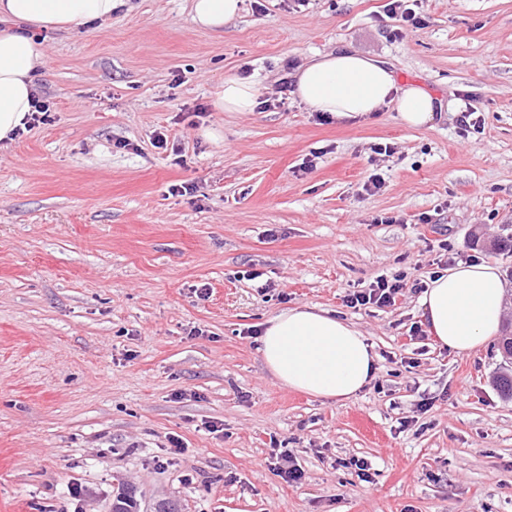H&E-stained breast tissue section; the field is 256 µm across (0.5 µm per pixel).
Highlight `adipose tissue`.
Returning <instances> with one entry per match:
<instances>
[{
	"instance_id": "1",
	"label": "adipose tissue",
	"mask_w": 512,
	"mask_h": 512,
	"mask_svg": "<svg viewBox=\"0 0 512 512\" xmlns=\"http://www.w3.org/2000/svg\"><path fill=\"white\" fill-rule=\"evenodd\" d=\"M243 0H190L192 23L218 32L240 13ZM127 0H0V142H9L31 112L36 82L46 70L45 44L36 32L71 30L111 18ZM293 93L314 112L339 121H364L385 106L411 128L432 126L433 96L401 84L383 62L342 49L318 54L293 75ZM219 112H252L259 90L229 76L213 102ZM505 290L495 265L470 261L438 272L419 297L431 336L448 351L470 354L499 335ZM259 351L283 387L329 401L355 397L373 379L375 355L360 330L314 306L291 307L270 318Z\"/></svg>"
}]
</instances>
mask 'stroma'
I'll return each instance as SVG.
<instances>
[{
  "mask_svg": "<svg viewBox=\"0 0 512 512\" xmlns=\"http://www.w3.org/2000/svg\"><path fill=\"white\" fill-rule=\"evenodd\" d=\"M387 2L244 0L212 33L189 0H130L45 33L51 120L0 144V512H112L121 486L141 512H512L497 344L450 353L418 303L475 258L512 295V249L484 246L512 235V0H417L422 28ZM343 47L442 100L434 127L322 121L285 90L290 64ZM227 76L265 107L216 111ZM381 277L394 304L347 305ZM303 305L371 345L355 398L266 370L258 332ZM409 0H389L386 4V13L390 19H395L403 25L412 26L413 28H422L426 25L425 19L418 16L416 12L408 7L406 3ZM273 470L288 484H297L303 478V472L296 463V458L288 449L274 448L272 453Z\"/></svg>",
  "mask_w": 512,
  "mask_h": 512,
  "instance_id": "35a3bbf8",
  "label": "stroma"
}]
</instances>
